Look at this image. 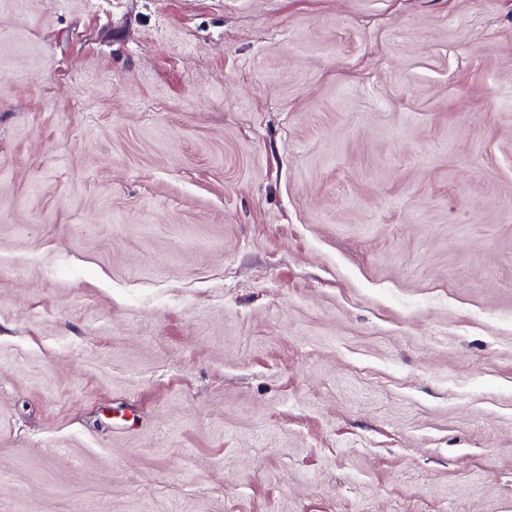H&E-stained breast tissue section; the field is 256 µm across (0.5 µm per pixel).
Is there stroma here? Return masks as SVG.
<instances>
[{"instance_id":"stroma-1","label":"stroma","mask_w":512,"mask_h":512,"mask_svg":"<svg viewBox=\"0 0 512 512\" xmlns=\"http://www.w3.org/2000/svg\"><path fill=\"white\" fill-rule=\"evenodd\" d=\"M0 512H512V0H0Z\"/></svg>"}]
</instances>
